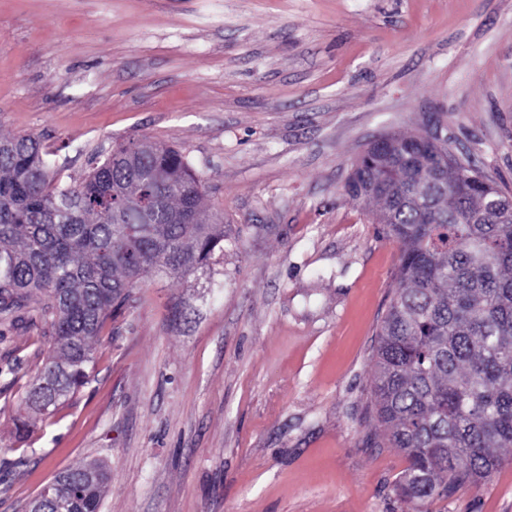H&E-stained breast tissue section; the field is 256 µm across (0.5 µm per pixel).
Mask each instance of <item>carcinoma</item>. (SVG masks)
Masks as SVG:
<instances>
[{
    "label": "carcinoma",
    "instance_id": "carcinoma-1",
    "mask_svg": "<svg viewBox=\"0 0 512 512\" xmlns=\"http://www.w3.org/2000/svg\"><path fill=\"white\" fill-rule=\"evenodd\" d=\"M448 159V189L422 172ZM502 186L467 157L396 132L357 159L345 185L380 204L398 245L399 288L378 330L372 394L387 443L407 461L398 495L426 512L488 480L512 448V213ZM205 183L164 144H121L80 183L56 180L39 139L0 138V326L41 327L53 347L25 392L44 419L89 381L94 340L146 283L224 265V217ZM147 197L158 224L127 204ZM103 462L60 472L29 512H100Z\"/></svg>",
    "mask_w": 512,
    "mask_h": 512
}]
</instances>
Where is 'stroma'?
Instances as JSON below:
<instances>
[{"label":"stroma","instance_id":"obj_1","mask_svg":"<svg viewBox=\"0 0 512 512\" xmlns=\"http://www.w3.org/2000/svg\"><path fill=\"white\" fill-rule=\"evenodd\" d=\"M512 186V0H0V136L66 184L129 141L178 148L222 212L224 273L136 290L50 421L22 397L52 341L0 343V512L100 461L101 512H414L373 443L398 247L344 186L382 134ZM430 512H512V449Z\"/></svg>","mask_w":512,"mask_h":512}]
</instances>
